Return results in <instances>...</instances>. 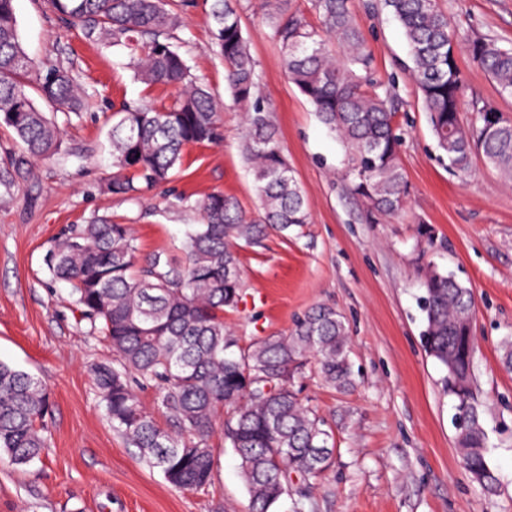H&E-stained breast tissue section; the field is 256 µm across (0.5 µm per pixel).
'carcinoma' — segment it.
I'll return each instance as SVG.
<instances>
[{
  "mask_svg": "<svg viewBox=\"0 0 512 512\" xmlns=\"http://www.w3.org/2000/svg\"><path fill=\"white\" fill-rule=\"evenodd\" d=\"M66 28L127 51L134 78L179 89L168 106L127 104L112 125V166L107 189L130 201L167 183L183 149L218 143L224 125L208 88L191 74L175 31L184 26L170 0H50ZM268 35L280 47L288 79L314 107L345 148L344 177L373 216H390L407 203L397 107L366 76L372 58L355 23L350 0H310L320 26H311L292 0H260ZM399 23L409 49L410 79L420 93L437 147L457 171L474 155L512 178V122L487 104L465 124L467 85L461 51L512 97V47L490 38L467 41L448 21L440 0H380ZM241 0H212L213 44L224 58L225 81L244 107L242 149L251 167L261 216L248 217L237 201L213 191L194 201L176 196L170 211L194 210L186 225L185 259L164 251L139 258L131 225L97 217L69 228L48 264L55 280L71 287L81 320L112 348L117 365L91 368L98 397L112 425L140 458L172 486L210 485L216 458L211 443L224 408V443L239 458L249 495L248 512H271L284 496L302 493L333 464L325 420L302 403L296 382L310 368L338 391L355 386L343 317L320 304L287 335L261 336L249 348L224 327V310L238 308L242 281L234 246L262 243L269 230L288 233L309 223L302 188L283 154L270 110L258 95L260 75L240 25ZM79 89L69 69L43 67L25 51L14 0H0V127L19 149L0 157V187L9 194L33 165L63 151L54 117L79 111ZM421 298L426 350L443 368L453 361L461 384L446 387L456 402L455 445L460 463L482 491L493 496L498 479L487 458L483 404L474 389L476 351L472 288L428 263ZM152 387L165 417L145 411L129 383ZM49 398L41 381L0 362V455L23 466L49 447Z\"/></svg>",
  "mask_w": 512,
  "mask_h": 512,
  "instance_id": "1",
  "label": "carcinoma"
}]
</instances>
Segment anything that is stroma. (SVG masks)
<instances>
[{"mask_svg":"<svg viewBox=\"0 0 512 512\" xmlns=\"http://www.w3.org/2000/svg\"><path fill=\"white\" fill-rule=\"evenodd\" d=\"M191 71L223 108L224 140L190 145L164 186L141 202L105 190L113 174L107 132L123 103L167 104L168 86L141 84L124 53L68 31L49 0H14L31 58L69 67L81 88L79 114L58 115L65 156L38 163L10 197H0V362L45 386L51 449L27 466L0 459V512H247L238 458L214 435L218 464L209 486L179 490L149 468L112 428L93 389L91 365L112 361L71 302L51 282L47 259L61 232L97 215L133 225L141 256L183 253L192 212L164 213L165 200L220 190L258 216L242 150V110L225 88L224 60L212 46V0H175ZM379 0H353V15L373 57L372 80L395 95L409 195L405 208L372 218L342 181L344 148L288 80L279 46L262 24L258 0H244L241 26L259 64L260 96L271 110L284 154L309 204L302 233L269 232L262 245L238 247L243 301L224 313L240 347L289 333L297 317L324 303L349 329L356 386L340 393L304 378L303 402L331 428L335 464L306 498L291 495L276 512H512V371L499 342L512 335V180L474 157L468 172L449 169L406 66L402 30ZM462 37L512 45V0H441ZM460 66L470 98L512 121V97L468 57ZM453 272L476 298L474 380L484 401L488 460L499 488L486 496L455 448V402L443 367L424 350L420 270Z\"/></svg>","mask_w":512,"mask_h":512,"instance_id":"1","label":"stroma"}]
</instances>
